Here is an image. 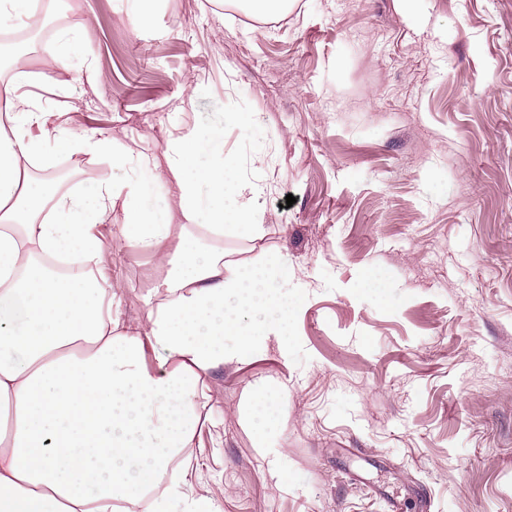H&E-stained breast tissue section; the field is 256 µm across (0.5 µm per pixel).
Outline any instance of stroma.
Wrapping results in <instances>:
<instances>
[{"instance_id": "stroma-1", "label": "stroma", "mask_w": 512, "mask_h": 512, "mask_svg": "<svg viewBox=\"0 0 512 512\" xmlns=\"http://www.w3.org/2000/svg\"><path fill=\"white\" fill-rule=\"evenodd\" d=\"M63 14L30 35L22 93L74 127L159 158L213 132L254 192L229 196L262 237L228 236V266L283 255L286 345L204 377L186 480L221 512H512V0H35ZM82 75L45 72L59 33ZM251 131H244V124ZM67 190L125 177L51 151ZM294 204H287V196ZM120 311L143 322L163 276L112 247ZM283 395L259 429L253 396ZM288 484L271 475V460ZM149 0H129L126 10L121 11L120 19L127 21L134 28L147 25L151 19Z\"/></svg>"}]
</instances>
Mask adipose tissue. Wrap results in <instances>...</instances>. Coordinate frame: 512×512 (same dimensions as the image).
Listing matches in <instances>:
<instances>
[{"mask_svg": "<svg viewBox=\"0 0 512 512\" xmlns=\"http://www.w3.org/2000/svg\"><path fill=\"white\" fill-rule=\"evenodd\" d=\"M51 143L131 175L92 198L58 193L51 175L32 177L26 165ZM166 161L181 189L180 226L157 210L156 161L65 121L47 127L16 82H0V512H106L111 501L131 512L145 500L150 512H218L189 490L182 458L199 423L201 375L265 342L248 317L287 320L274 280L287 278L288 263L273 253L225 277V234L258 227L250 210L224 208L242 185L219 135L183 136ZM117 199L128 221L114 239L164 271V298L133 330L99 222ZM60 258L82 273L59 275ZM150 350L161 355L154 369Z\"/></svg>", "mask_w": 512, "mask_h": 512, "instance_id": "obj_1", "label": "adipose tissue"}]
</instances>
